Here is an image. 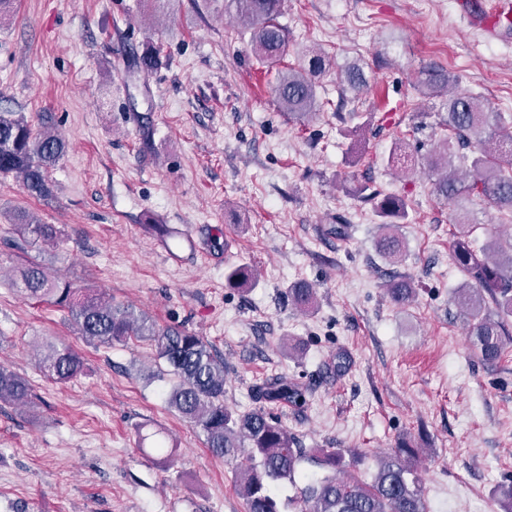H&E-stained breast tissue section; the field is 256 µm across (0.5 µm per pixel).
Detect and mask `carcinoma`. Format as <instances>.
Listing matches in <instances>:
<instances>
[{
  "label": "carcinoma",
  "mask_w": 512,
  "mask_h": 512,
  "mask_svg": "<svg viewBox=\"0 0 512 512\" xmlns=\"http://www.w3.org/2000/svg\"><path fill=\"white\" fill-rule=\"evenodd\" d=\"M284 0H227L225 10H233L246 23L255 58L267 65L281 63L288 54V34L278 22ZM160 49L148 46L135 56L133 74L149 73L159 62ZM331 58L321 51L304 53L298 66L280 69L273 85L278 108L288 118L308 121L322 108L315 79L330 69ZM341 85L354 95L367 86L358 65L344 66ZM459 76L432 63L418 71L415 85L428 97H444L447 112L444 125L448 135L424 159L434 194L446 202L470 197L487 200L498 211L512 216V136L496 132L507 122L500 112H492L476 98L454 88ZM66 152L60 135L48 128H34L21 112H0V178L19 175L27 193L42 198L52 194L50 171ZM412 157L406 144L396 140L390 163L409 167ZM366 199L382 218L377 226L376 247L392 266L403 261L406 243L399 224L408 217L404 200L395 194L368 192ZM456 226L451 258L468 281L452 296L455 307L467 319L473 345L485 361L497 360L509 335L512 318V240L504 246L488 240L481 251L469 241L473 224L461 208L454 215ZM14 225L27 245L57 239L53 224L19 213ZM225 280L233 288L253 282L252 270L233 266ZM13 284L24 298L46 302L66 310L85 340L112 344L138 336L152 342L157 359L176 378L166 394L170 409L200 429L206 447L216 457L237 465L243 479L247 512H426L423 489L412 463L415 449L402 438L378 465L366 482L347 470L346 457L355 456L341 448L319 450L318 465L326 473L310 478L297 494L282 502L274 485L281 480L295 482L298 466L305 457L299 440L263 409L234 413L224 406V363L216 359L200 336L182 329L162 328L120 303H114L89 288H74L60 282L50 269L35 259H27L13 269ZM416 288L412 278L392 274L386 295L398 306L411 303ZM288 302L300 310L316 305L315 288L298 283L288 289ZM41 374L56 383H66L84 369V360L68 345L45 343L35 356ZM257 398L265 402L300 405L302 390L283 379L266 380L257 386ZM31 399L27 380L0 366V404L13 405Z\"/></svg>",
  "instance_id": "1"
}]
</instances>
